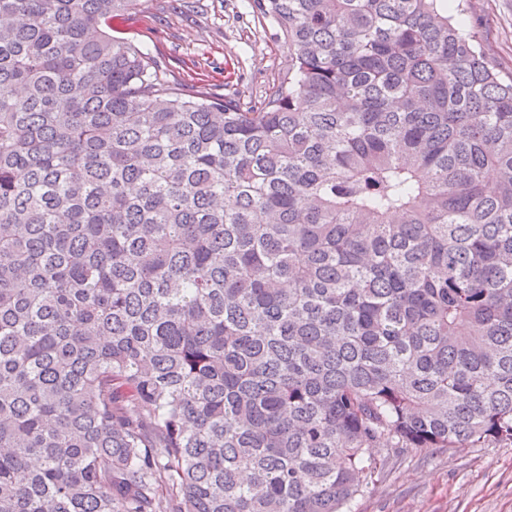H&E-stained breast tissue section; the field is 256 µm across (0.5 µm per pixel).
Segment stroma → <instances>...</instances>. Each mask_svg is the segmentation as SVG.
<instances>
[{"mask_svg": "<svg viewBox=\"0 0 512 512\" xmlns=\"http://www.w3.org/2000/svg\"><path fill=\"white\" fill-rule=\"evenodd\" d=\"M250 0H142L115 23L116 36L154 57L170 84L193 94L259 104L292 66ZM448 13L479 36L503 75L512 74V0H449ZM382 468L352 512H512V446L377 448Z\"/></svg>", "mask_w": 512, "mask_h": 512, "instance_id": "obj_1", "label": "stroma"}]
</instances>
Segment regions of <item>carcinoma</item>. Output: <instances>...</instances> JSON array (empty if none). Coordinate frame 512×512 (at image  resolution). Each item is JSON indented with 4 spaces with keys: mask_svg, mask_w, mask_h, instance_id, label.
Instances as JSON below:
<instances>
[{
    "mask_svg": "<svg viewBox=\"0 0 512 512\" xmlns=\"http://www.w3.org/2000/svg\"><path fill=\"white\" fill-rule=\"evenodd\" d=\"M442 0H252L184 95L141 0H0V512H351L512 444V78ZM250 1L142 0L112 34L154 57L184 93L233 98L247 109L292 67L277 29L252 13Z\"/></svg>",
    "mask_w": 512,
    "mask_h": 512,
    "instance_id": "1",
    "label": "carcinoma"
}]
</instances>
